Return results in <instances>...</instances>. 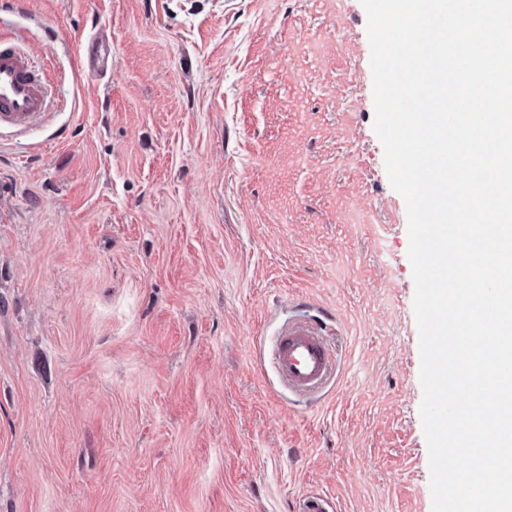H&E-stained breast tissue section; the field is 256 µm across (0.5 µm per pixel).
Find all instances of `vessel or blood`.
<instances>
[{"label": "vessel or blood", "mask_w": 512, "mask_h": 512, "mask_svg": "<svg viewBox=\"0 0 512 512\" xmlns=\"http://www.w3.org/2000/svg\"><path fill=\"white\" fill-rule=\"evenodd\" d=\"M89 75L106 72L112 65L109 44L99 39L87 43L82 59ZM49 105L43 66L8 33L0 32V130L26 131L40 124ZM325 323L308 317L286 321L275 341L273 359L285 387L298 395L320 390L334 368V352L325 335ZM334 501L311 492L298 502L297 512H335Z\"/></svg>", "instance_id": "vessel-or-blood-1"}]
</instances>
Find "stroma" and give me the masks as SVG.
I'll use <instances>...</instances> for the list:
<instances>
[{
    "instance_id": "stroma-1",
    "label": "stroma",
    "mask_w": 512,
    "mask_h": 512,
    "mask_svg": "<svg viewBox=\"0 0 512 512\" xmlns=\"http://www.w3.org/2000/svg\"><path fill=\"white\" fill-rule=\"evenodd\" d=\"M366 23L360 0H0L53 93L0 134V512H431ZM299 305L336 351L303 399L263 344ZM82 63L89 75H99L112 65V52L109 44L94 38L88 41ZM334 501L325 494L311 492L305 494L298 502V512H335Z\"/></svg>"
}]
</instances>
